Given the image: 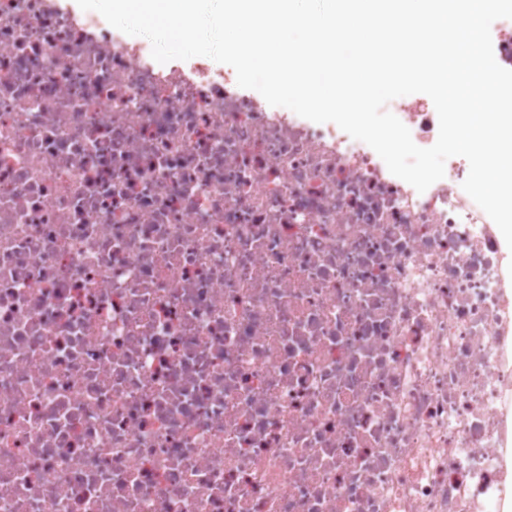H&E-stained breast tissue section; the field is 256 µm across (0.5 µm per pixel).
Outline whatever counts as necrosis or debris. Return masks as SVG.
Masks as SVG:
<instances>
[{"label": "necrosis or debris", "mask_w": 512, "mask_h": 512, "mask_svg": "<svg viewBox=\"0 0 512 512\" xmlns=\"http://www.w3.org/2000/svg\"><path fill=\"white\" fill-rule=\"evenodd\" d=\"M147 51L0 0V512H502L512 257L468 161L417 192Z\"/></svg>", "instance_id": "4bbe7bcc"}]
</instances>
